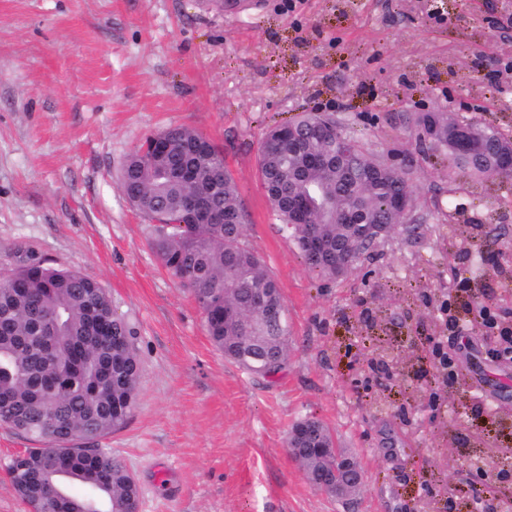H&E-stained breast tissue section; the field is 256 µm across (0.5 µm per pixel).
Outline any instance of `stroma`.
Masks as SVG:
<instances>
[{
	"label": "stroma",
	"instance_id": "1",
	"mask_svg": "<svg viewBox=\"0 0 512 512\" xmlns=\"http://www.w3.org/2000/svg\"><path fill=\"white\" fill-rule=\"evenodd\" d=\"M512 123V0H0V276L21 257L100 283L135 333L136 403L85 448L124 460L140 512H411L462 484L498 483L482 457L512 447L495 414L512 362L466 315V286L512 329V180L473 183L402 125L406 112ZM324 112L410 170L421 237L398 230L347 277L309 271L261 186L266 131ZM187 126L209 138L239 190L244 238L280 284L288 361L265 380L224 360L193 297L162 267L152 228L119 186L147 136ZM469 227L467 240L455 233ZM430 352L389 376L373 356L387 322ZM314 417L360 463L350 505L315 489L287 439ZM0 425V512H30L7 479L32 447Z\"/></svg>",
	"mask_w": 512,
	"mask_h": 512
}]
</instances>
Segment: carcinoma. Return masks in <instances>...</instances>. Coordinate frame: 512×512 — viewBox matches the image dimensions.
<instances>
[{"instance_id":"obj_1","label":"carcinoma","mask_w":512,"mask_h":512,"mask_svg":"<svg viewBox=\"0 0 512 512\" xmlns=\"http://www.w3.org/2000/svg\"><path fill=\"white\" fill-rule=\"evenodd\" d=\"M316 115L289 121L293 141L264 139L259 169L270 204L312 272L335 279L375 249L355 239L349 211L369 224L399 225L389 198L405 189L407 173L382 166L360 139L307 133ZM423 127L432 148L448 150L474 179L512 150V134L493 124L471 129L472 154H457L450 112L405 116ZM152 148L150 135L126 158L120 188L133 208L154 222L151 248L162 267L193 296L207 333L227 361L249 370L261 359L278 373L286 364L288 318L278 281L243 241L238 188L224 156L199 132L169 127ZM313 195L308 224H294L291 201ZM325 255L312 262L311 235ZM140 363L130 323L119 316L96 280L74 270L23 260L0 279V424L44 448H27L8 470L11 486L32 512H125L138 487L123 460L104 448H80L81 435L105 436L122 427L136 400ZM328 448L326 463L340 465L341 450L323 423L315 428Z\"/></svg>"}]
</instances>
